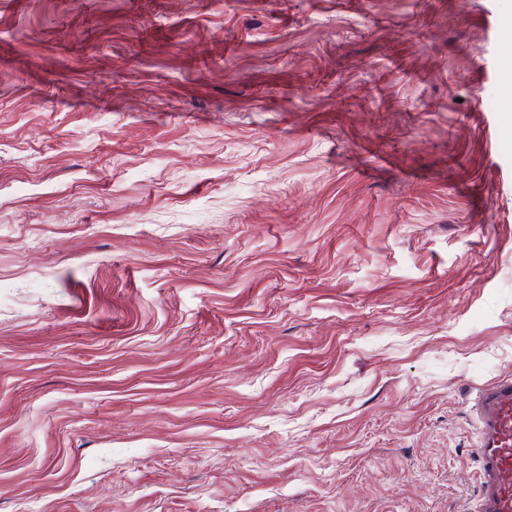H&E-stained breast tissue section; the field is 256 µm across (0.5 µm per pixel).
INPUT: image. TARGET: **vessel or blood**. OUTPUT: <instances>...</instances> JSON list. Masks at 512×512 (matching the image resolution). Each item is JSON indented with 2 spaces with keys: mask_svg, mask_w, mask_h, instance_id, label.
<instances>
[{
  "mask_svg": "<svg viewBox=\"0 0 512 512\" xmlns=\"http://www.w3.org/2000/svg\"><path fill=\"white\" fill-rule=\"evenodd\" d=\"M470 411L481 472L473 512H512V378L476 388Z\"/></svg>",
  "mask_w": 512,
  "mask_h": 512,
  "instance_id": "b4317fda",
  "label": "vessel or blood"
}]
</instances>
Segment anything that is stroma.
<instances>
[{"mask_svg":"<svg viewBox=\"0 0 512 512\" xmlns=\"http://www.w3.org/2000/svg\"><path fill=\"white\" fill-rule=\"evenodd\" d=\"M503 375L506 0H0V512H466Z\"/></svg>","mask_w":512,"mask_h":512,"instance_id":"stroma-1","label":"stroma"}]
</instances>
